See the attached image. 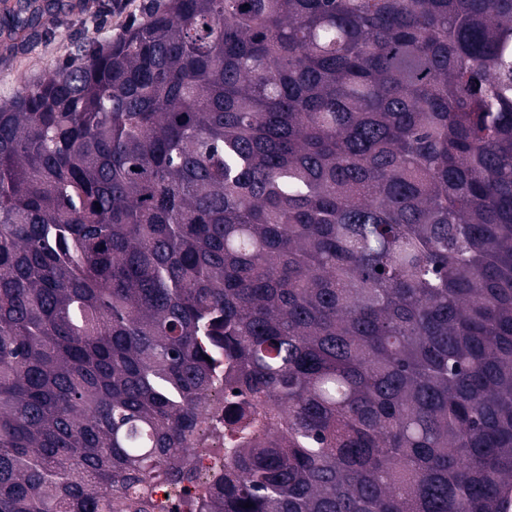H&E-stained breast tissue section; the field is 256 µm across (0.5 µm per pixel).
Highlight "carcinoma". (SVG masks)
I'll list each match as a JSON object with an SVG mask.
<instances>
[{
    "mask_svg": "<svg viewBox=\"0 0 512 512\" xmlns=\"http://www.w3.org/2000/svg\"><path fill=\"white\" fill-rule=\"evenodd\" d=\"M150 0L0 107V512H502L512 0ZM191 448V464L194 475L188 480L177 484H158L151 491L152 508L148 512H187L186 503L196 500L199 494L206 490V484L217 477L224 476L225 452L216 454L208 448H237L227 447L213 432L209 419L199 426Z\"/></svg>",
    "mask_w": 512,
    "mask_h": 512,
    "instance_id": "1",
    "label": "carcinoma"
}]
</instances>
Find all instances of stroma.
I'll return each instance as SVG.
<instances>
[{
	"instance_id": "1",
	"label": "stroma",
	"mask_w": 512,
	"mask_h": 512,
	"mask_svg": "<svg viewBox=\"0 0 512 512\" xmlns=\"http://www.w3.org/2000/svg\"><path fill=\"white\" fill-rule=\"evenodd\" d=\"M45 6L40 27L13 32L0 27V104L20 87L36 83L81 45L120 36L141 16L146 0H35Z\"/></svg>"
}]
</instances>
